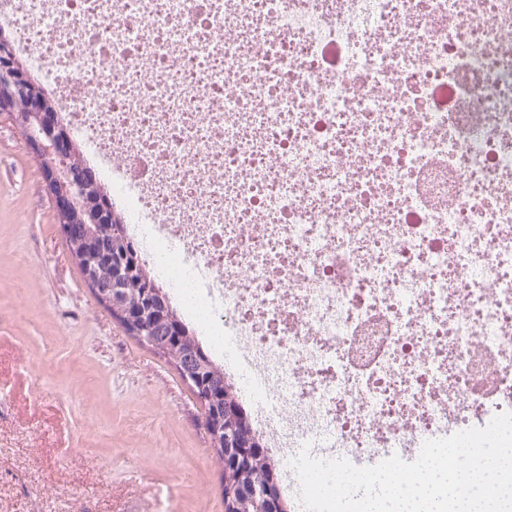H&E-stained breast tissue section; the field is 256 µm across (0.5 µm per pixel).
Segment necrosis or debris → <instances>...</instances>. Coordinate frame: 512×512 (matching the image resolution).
<instances>
[{
    "label": "necrosis or debris",
    "instance_id": "necrosis-or-debris-1",
    "mask_svg": "<svg viewBox=\"0 0 512 512\" xmlns=\"http://www.w3.org/2000/svg\"><path fill=\"white\" fill-rule=\"evenodd\" d=\"M125 231L266 373L279 470L512 412V0H0Z\"/></svg>",
    "mask_w": 512,
    "mask_h": 512
}]
</instances>
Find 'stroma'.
<instances>
[{
	"mask_svg": "<svg viewBox=\"0 0 512 512\" xmlns=\"http://www.w3.org/2000/svg\"><path fill=\"white\" fill-rule=\"evenodd\" d=\"M43 185L0 114V512H224L199 402L97 302Z\"/></svg>",
	"mask_w": 512,
	"mask_h": 512,
	"instance_id": "obj_1",
	"label": "stroma"
}]
</instances>
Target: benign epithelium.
<instances>
[{
	"instance_id": "benign-epithelium-1",
	"label": "benign epithelium",
	"mask_w": 512,
	"mask_h": 512,
	"mask_svg": "<svg viewBox=\"0 0 512 512\" xmlns=\"http://www.w3.org/2000/svg\"><path fill=\"white\" fill-rule=\"evenodd\" d=\"M30 83L25 74L24 65L16 57L12 46L5 40L0 41V112L10 115L14 124L26 137L27 144L40 157L45 173V188L54 200L58 214L62 219L63 238L66 246H78L84 255H99L98 247L88 235L87 225L97 224L100 214L91 209L86 194L91 185L80 169L73 164L70 147L66 140L58 136V129L51 113L40 108L19 110L16 102L26 94ZM112 278L99 280L90 266H85L89 288L112 303L114 297H123L124 273L127 257L117 253L111 256ZM123 325L137 331V335H152L156 325L140 326L138 308L127 299L121 305L119 315ZM203 427L215 442L224 440V469L232 471L254 459L252 446L256 442L254 432L245 428L241 419L228 415L224 417V436L210 418L203 417ZM248 512H273L269 488L262 480L255 482Z\"/></svg>"
}]
</instances>
